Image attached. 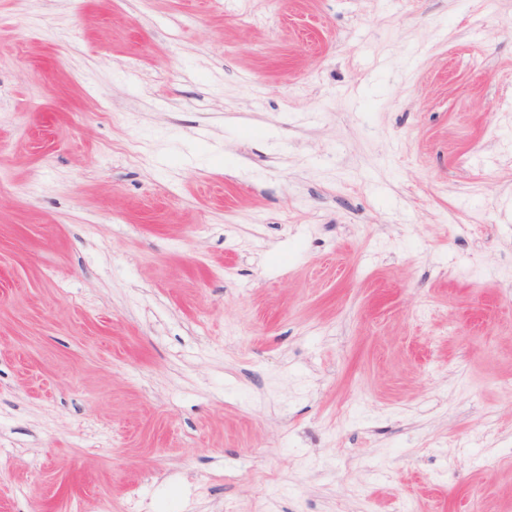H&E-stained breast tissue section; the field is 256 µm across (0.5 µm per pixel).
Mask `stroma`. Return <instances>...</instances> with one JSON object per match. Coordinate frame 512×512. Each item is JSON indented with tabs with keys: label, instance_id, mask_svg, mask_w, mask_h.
Masks as SVG:
<instances>
[{
	"label": "stroma",
	"instance_id": "1",
	"mask_svg": "<svg viewBox=\"0 0 512 512\" xmlns=\"http://www.w3.org/2000/svg\"><path fill=\"white\" fill-rule=\"evenodd\" d=\"M512 512V0H0V512Z\"/></svg>",
	"mask_w": 512,
	"mask_h": 512
}]
</instances>
